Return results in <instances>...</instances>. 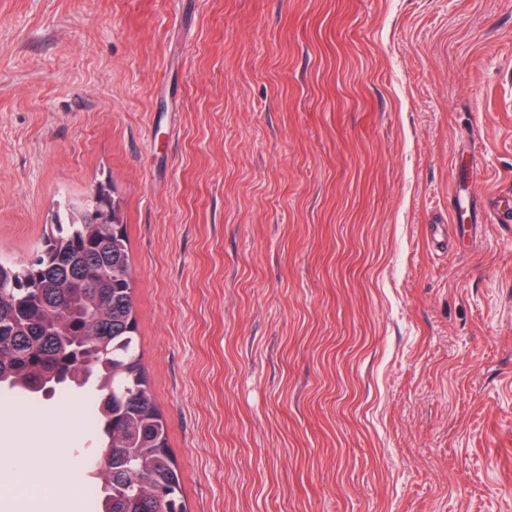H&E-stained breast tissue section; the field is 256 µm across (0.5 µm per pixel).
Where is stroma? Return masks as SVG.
<instances>
[{
    "instance_id": "obj_1",
    "label": "stroma",
    "mask_w": 512,
    "mask_h": 512,
    "mask_svg": "<svg viewBox=\"0 0 512 512\" xmlns=\"http://www.w3.org/2000/svg\"><path fill=\"white\" fill-rule=\"evenodd\" d=\"M105 175L190 512H512V0H0V259Z\"/></svg>"
}]
</instances>
